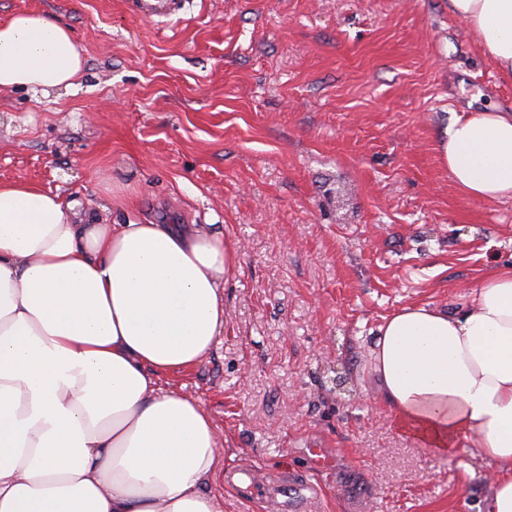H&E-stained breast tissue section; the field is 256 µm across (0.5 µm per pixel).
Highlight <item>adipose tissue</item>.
I'll return each instance as SVG.
<instances>
[{
	"mask_svg": "<svg viewBox=\"0 0 512 512\" xmlns=\"http://www.w3.org/2000/svg\"><path fill=\"white\" fill-rule=\"evenodd\" d=\"M512 79V0H448ZM70 28L34 12L0 21V92L71 89ZM454 188L512 201V113L454 118L437 145ZM72 203L0 184V512H222L205 485L222 450L188 370L224 331L239 255L205 224H79ZM401 430L448 452L470 440L494 466L488 512H512V265L464 308L406 306L373 351Z\"/></svg>",
	"mask_w": 512,
	"mask_h": 512,
	"instance_id": "ef3b65f1",
	"label": "adipose tissue"
}]
</instances>
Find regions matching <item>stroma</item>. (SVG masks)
Here are the masks:
<instances>
[{
  "instance_id": "stroma-1",
  "label": "stroma",
  "mask_w": 512,
  "mask_h": 512,
  "mask_svg": "<svg viewBox=\"0 0 512 512\" xmlns=\"http://www.w3.org/2000/svg\"><path fill=\"white\" fill-rule=\"evenodd\" d=\"M140 2L0 0V20L42 13L84 56L72 89L0 94V182L238 247L224 335L161 381L217 427L207 491L224 512H488L490 463L402 432L371 347L396 309L459 308L512 264V201L462 197L437 151L470 103L512 112V81L448 0Z\"/></svg>"
}]
</instances>
